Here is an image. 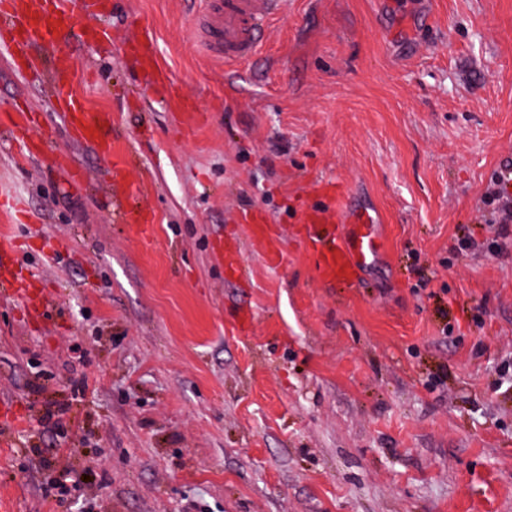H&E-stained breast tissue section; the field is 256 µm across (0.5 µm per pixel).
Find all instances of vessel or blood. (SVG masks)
Instances as JSON below:
<instances>
[{
  "instance_id": "obj_1",
  "label": "vessel or blood",
  "mask_w": 512,
  "mask_h": 512,
  "mask_svg": "<svg viewBox=\"0 0 512 512\" xmlns=\"http://www.w3.org/2000/svg\"><path fill=\"white\" fill-rule=\"evenodd\" d=\"M70 0H0V17L16 21L22 44L46 49L57 41L77 37L100 36L92 26L108 8L109 0H78L85 20L74 27L69 13ZM195 16L199 42L206 56L224 64H243L259 55L262 34L283 15L285 0H197ZM138 51L146 65L160 73L158 89L174 96L178 88L171 72L159 57L155 39L143 42ZM58 107L67 112L70 123L83 142L111 157L112 145L105 133L101 114L87 111L82 100L71 94L58 96ZM305 240L312 253L322 282L328 285L357 283L364 271L382 257L380 220L366 210H351L346 205L336 207L335 216L317 212L306 213Z\"/></svg>"
}]
</instances>
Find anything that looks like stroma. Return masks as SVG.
Listing matches in <instances>:
<instances>
[{
    "label": "stroma",
    "mask_w": 512,
    "mask_h": 512,
    "mask_svg": "<svg viewBox=\"0 0 512 512\" xmlns=\"http://www.w3.org/2000/svg\"><path fill=\"white\" fill-rule=\"evenodd\" d=\"M194 0H118L36 79L0 46V503L7 512H512V0H288L260 54L198 49ZM433 24H424L426 14ZM154 32L184 112L131 52ZM103 113L113 175L56 110ZM24 117L47 151L6 128ZM341 185L382 217L354 288L318 278L306 211ZM141 209L145 224L121 218ZM263 217L268 236L246 215ZM472 234L481 252L452 248ZM54 261H46L45 244ZM66 404L59 424L45 406ZM76 480L56 488L63 464ZM502 184V180H496L494 187L486 195L487 205H494L495 212L499 214L495 222L499 225L496 238L501 239V243L497 245L498 248L512 237V196L501 187Z\"/></svg>",
    "instance_id": "obj_1"
}]
</instances>
